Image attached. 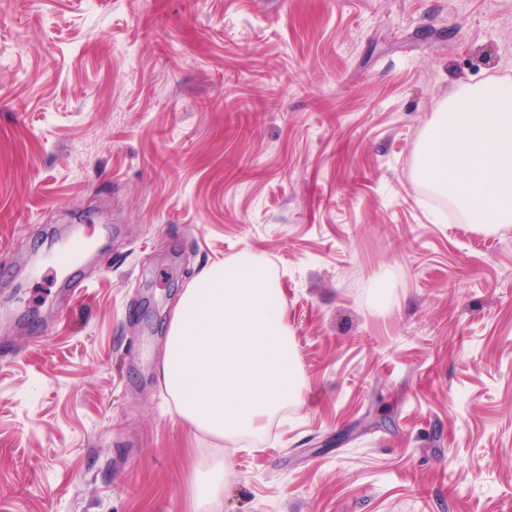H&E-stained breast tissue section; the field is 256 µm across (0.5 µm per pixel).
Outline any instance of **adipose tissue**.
<instances>
[{
	"label": "adipose tissue",
	"mask_w": 512,
	"mask_h": 512,
	"mask_svg": "<svg viewBox=\"0 0 512 512\" xmlns=\"http://www.w3.org/2000/svg\"><path fill=\"white\" fill-rule=\"evenodd\" d=\"M159 380L178 416L216 439L255 437L296 403L300 372L284 300L261 255L245 252L205 267L173 312ZM231 456L201 461L196 512L224 493Z\"/></svg>",
	"instance_id": "1"
}]
</instances>
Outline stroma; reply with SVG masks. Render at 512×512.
I'll use <instances>...</instances> for the list:
<instances>
[{
	"mask_svg": "<svg viewBox=\"0 0 512 512\" xmlns=\"http://www.w3.org/2000/svg\"><path fill=\"white\" fill-rule=\"evenodd\" d=\"M507 77L512 0H0V512H191L229 443L161 352L244 251L301 395L213 512H512V225L413 176L440 105Z\"/></svg>",
	"mask_w": 512,
	"mask_h": 512,
	"instance_id": "35a3bbf8",
	"label": "stroma"
}]
</instances>
